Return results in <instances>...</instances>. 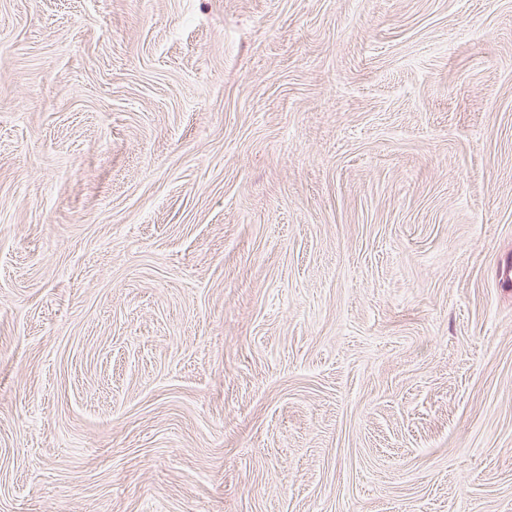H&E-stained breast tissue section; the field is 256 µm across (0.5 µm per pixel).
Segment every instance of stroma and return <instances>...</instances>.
Here are the masks:
<instances>
[{"instance_id": "35a3bbf8", "label": "stroma", "mask_w": 512, "mask_h": 512, "mask_svg": "<svg viewBox=\"0 0 512 512\" xmlns=\"http://www.w3.org/2000/svg\"><path fill=\"white\" fill-rule=\"evenodd\" d=\"M512 0H0V512H512Z\"/></svg>"}]
</instances>
